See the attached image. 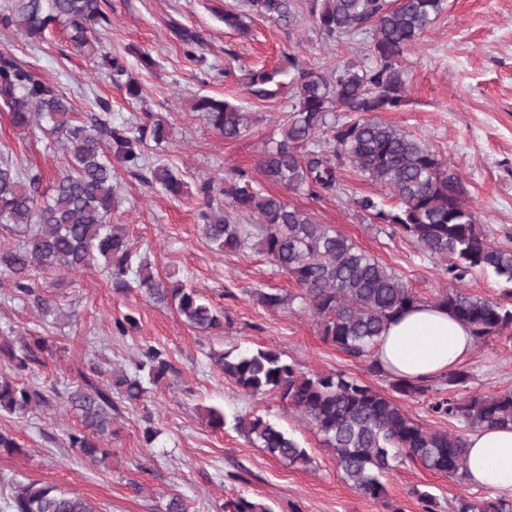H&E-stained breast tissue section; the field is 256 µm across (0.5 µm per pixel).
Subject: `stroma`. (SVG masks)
I'll return each mask as SVG.
<instances>
[{"mask_svg":"<svg viewBox=\"0 0 512 512\" xmlns=\"http://www.w3.org/2000/svg\"><path fill=\"white\" fill-rule=\"evenodd\" d=\"M105 2L112 25L98 36L103 53L124 61V80H114L99 58L77 51L59 28L42 42L0 31V57L57 83L71 99L77 122L107 112L113 122L136 128L151 114L168 124L167 143L158 147L145 140L144 166L119 169V204L112 220L125 226L154 277L195 286L223 309L224 326L203 332L189 326L174 306L149 300L139 289L118 292L99 265L40 277L38 293L56 309L46 317L32 302L13 299L10 285L0 286V332L11 330L16 346L34 336L51 343L42 365L24 378L40 395L32 412L24 418L0 415V430L18 444L0 454V512H8L5 503L19 480L70 490L97 512H166L176 495L190 512H221L224 501L237 496L272 512H423L425 493L432 495L436 512H454L459 499L477 504L490 498L488 490L409 461L384 474L386 501L365 497L344 480L322 436L279 395L245 394L214 363L234 348L270 349L304 371L342 372L383 393L392 391L385 378L369 375L367 359L324 341L316 319L302 311L293 281L256 252H218L202 236L198 218L200 182L221 180L233 168L255 171L265 142L277 137V121L290 106L283 96L262 100L249 94L250 70L282 67L292 52L322 68L342 58L359 60L367 42L357 38L323 46L306 15L293 30L257 16L249 34L225 29V5L243 12L246 0ZM176 25L199 37V65L187 64L172 31ZM141 52L154 59L153 69L139 66ZM403 70L406 101L382 113V120L447 158L484 230L494 242L512 246V0H446L444 11L407 53ZM129 80L141 86L142 100L128 97ZM205 94L228 98L251 113L244 138L224 140L191 111L194 99ZM0 149L41 172L47 186L66 166L62 142L41 133L20 134L1 108ZM157 163L183 171L182 195L153 189L150 167ZM342 181L344 195L315 202L292 193L288 199L395 270L423 300L449 288L439 262L387 225L364 219L353 203L362 195L384 197V190L351 169L343 171ZM268 288L293 295L291 307H262L257 294ZM128 313L138 325L118 335L114 323ZM150 345L165 350L171 370L137 406L117 402L112 434L100 442L109 457L98 466L87 464L67 443L80 422L64 402L66 388L86 379L109 386L115 369L134 374ZM466 367L470 381L456 389V396L512 389V337L496 336L475 347ZM213 409L223 413V428L210 425ZM256 416L283 427L306 448L310 464L277 461L236 430L237 418ZM148 425L160 431L150 448L142 437Z\"/></svg>","mask_w":512,"mask_h":512,"instance_id":"1","label":"stroma"}]
</instances>
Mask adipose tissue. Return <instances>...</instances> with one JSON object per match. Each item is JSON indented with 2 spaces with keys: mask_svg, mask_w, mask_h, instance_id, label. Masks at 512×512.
<instances>
[{
  "mask_svg": "<svg viewBox=\"0 0 512 512\" xmlns=\"http://www.w3.org/2000/svg\"><path fill=\"white\" fill-rule=\"evenodd\" d=\"M472 349L473 338L464 324L424 303L390 323L375 354L389 374L414 380L456 369L470 359ZM468 480L512 498V427H483L469 434Z\"/></svg>",
  "mask_w": 512,
  "mask_h": 512,
  "instance_id": "adipose-tissue-1",
  "label": "adipose tissue"
}]
</instances>
